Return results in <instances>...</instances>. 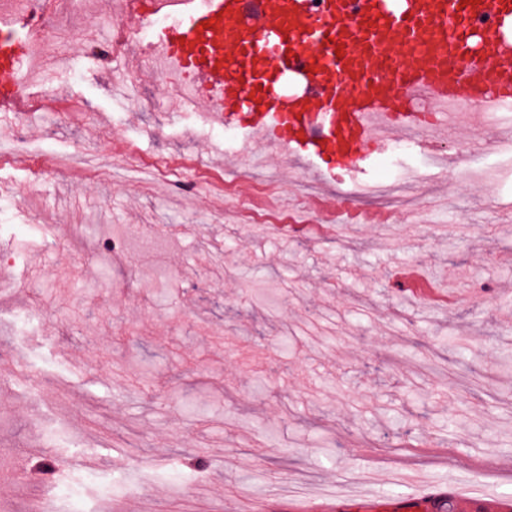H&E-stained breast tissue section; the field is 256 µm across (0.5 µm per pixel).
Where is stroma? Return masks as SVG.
Wrapping results in <instances>:
<instances>
[{
  "label": "stroma",
  "mask_w": 512,
  "mask_h": 512,
  "mask_svg": "<svg viewBox=\"0 0 512 512\" xmlns=\"http://www.w3.org/2000/svg\"><path fill=\"white\" fill-rule=\"evenodd\" d=\"M55 14L53 104L0 112L24 142L0 156V512H35L74 459L99 471L82 495L111 488L99 512H296L330 480L331 512H403L448 453L461 487L512 498V311L474 288L512 287V154L344 198L262 144L225 151L175 78L101 55L139 25L122 0Z\"/></svg>",
  "instance_id": "obj_1"
}]
</instances>
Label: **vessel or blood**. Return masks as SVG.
I'll return each mask as SVG.
<instances>
[{"label": "vessel or blood", "mask_w": 512, "mask_h": 512, "mask_svg": "<svg viewBox=\"0 0 512 512\" xmlns=\"http://www.w3.org/2000/svg\"><path fill=\"white\" fill-rule=\"evenodd\" d=\"M163 69L202 100L211 121L299 160L325 185L382 153L392 131L439 155L462 88L483 111L512 103V0H129L149 19ZM492 17V27L482 18ZM32 57L19 0L0 9V111L21 106V69ZM422 512L462 504L512 512L485 487L463 493L455 472Z\"/></svg>", "instance_id": "vessel-or-blood-1"}]
</instances>
